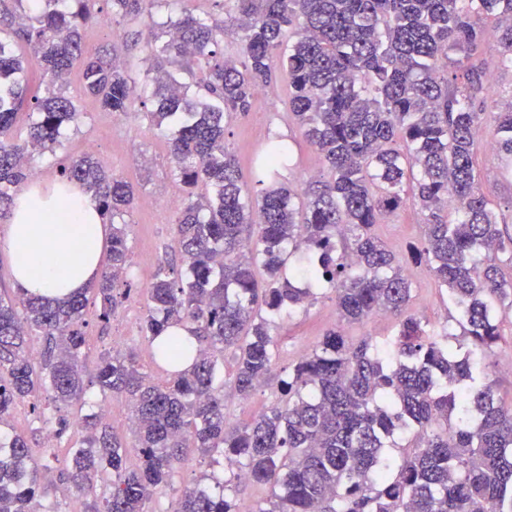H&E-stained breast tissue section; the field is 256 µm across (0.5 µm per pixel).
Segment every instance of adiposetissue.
Returning a JSON list of instances; mask_svg holds the SVG:
<instances>
[{
	"instance_id": "ef3b65f1",
	"label": "adipose tissue",
	"mask_w": 512,
	"mask_h": 512,
	"mask_svg": "<svg viewBox=\"0 0 512 512\" xmlns=\"http://www.w3.org/2000/svg\"><path fill=\"white\" fill-rule=\"evenodd\" d=\"M106 235L105 218L79 185L34 182L15 197L0 250L24 293L63 299L98 281Z\"/></svg>"
}]
</instances>
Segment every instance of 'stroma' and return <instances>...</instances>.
Segmentation results:
<instances>
[{
	"label": "stroma",
	"mask_w": 512,
	"mask_h": 512,
	"mask_svg": "<svg viewBox=\"0 0 512 512\" xmlns=\"http://www.w3.org/2000/svg\"><path fill=\"white\" fill-rule=\"evenodd\" d=\"M100 25L88 28L85 47L89 54L111 49L119 43L126 27L112 21L109 0H97ZM484 38L475 54L476 59L493 67L492 83L487 97V109L498 112L512 105V70L497 69L500 43L494 21H486ZM83 114L78 124L63 130L59 147L45 153L39 167L42 185L50 186L60 179L59 169L69 159L85 151L86 142H95L96 155L105 167L130 181L138 190V199L127 216L129 223L128 281L129 296L118 305L109 321L98 318L96 306H88L85 329L86 345L82 357L86 375H93L102 353L113 348L133 352L143 370L155 380H164L166 373L155 363L148 343L140 334V323L148 307V288L159 267L178 265L175 238V215L165 209L169 197L180 195L181 187L174 176L167 137L149 126L142 114L115 117L99 111L91 100H83ZM281 139L292 149V161L281 169L279 180L294 189H302L315 172H321L320 157L302 136L288 110V78L278 75L270 85L269 94L255 98L249 112L238 116L226 134L225 147L239 166L245 189L256 186L257 157L272 139ZM491 126L482 127L477 140L476 171L481 191L493 203L498 221L505 234L512 236V173L506 162L490 149ZM375 232L395 253L412 283L411 314L423 322L439 326L449 316L448 297L435 281L426 263L411 259L410 247L419 246L424 238V216L418 207L407 205L386 216ZM338 322L335 294L325 291L307 309L275 319L272 334L279 355L273 374L286 377L288 368L304 353L310 352L324 334ZM503 339L496 345L487 369L495 382V394L503 401H512V315L502 324ZM275 383L269 384L243 399L232 389L224 391V414L229 425L241 426L275 404L280 393ZM79 405H58L43 400L40 414H33L21 404L13 412L11 423L16 431L32 434V452L45 458L42 436L37 429L42 418L66 417L75 422L81 417ZM210 470L209 457L189 450L188 461L172 478L171 488L157 491L150 503L152 512H169L171 491L195 484Z\"/></svg>",
	"instance_id": "35a3bbf8"
}]
</instances>
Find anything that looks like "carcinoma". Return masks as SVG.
I'll list each match as a JSON object with an SVG mask.
<instances>
[{
	"instance_id": "cac0c4a2",
	"label": "carcinoma",
	"mask_w": 512,
	"mask_h": 512,
	"mask_svg": "<svg viewBox=\"0 0 512 512\" xmlns=\"http://www.w3.org/2000/svg\"><path fill=\"white\" fill-rule=\"evenodd\" d=\"M96 0H0V218L33 176L35 156L53 150L78 123L68 79L102 112L136 105L168 131L174 173L186 193L177 220L182 267L162 268L149 288L140 333L170 369L155 382L135 355L104 352L85 379L84 311L107 319L125 280L134 187L92 155L63 166L112 224L106 269L88 292L65 300L20 293L0 297V512L47 507L63 484L80 512H148L157 490L195 448L221 466L185 488L170 512H241L234 497L247 481L271 485L249 512H512V402L478 379L512 313V237L476 179V134L494 123L493 150L512 163V107L490 114L486 69L473 62L482 21L500 28L501 63L512 64V0H174L178 13L157 24L149 65L137 79L131 49L84 50L99 22ZM112 19L136 25L160 0H110ZM221 8L240 30L224 51ZM27 45L49 77L46 93L23 96ZM288 76L289 104L304 138L322 156L325 180L303 193L274 175L288 145L268 144L256 195L244 189L224 137L250 110L256 91ZM31 116L22 142L17 115ZM425 217L419 251L448 293L462 342L409 313L411 283L374 233L406 201ZM266 274L259 287L257 268ZM335 293L341 325L326 332L279 380L282 399L259 418L230 427L224 416V352L229 382L247 398L271 381L278 345L271 319ZM377 314L397 317L384 345L352 341L343 325ZM188 323L199 349L172 326ZM43 337L33 354L31 336ZM190 363L178 370L181 363ZM98 386L128 398L140 464L103 417L81 418L59 481L38 463L28 438L10 431L20 402L37 409L48 393L61 404Z\"/></svg>"
}]
</instances>
